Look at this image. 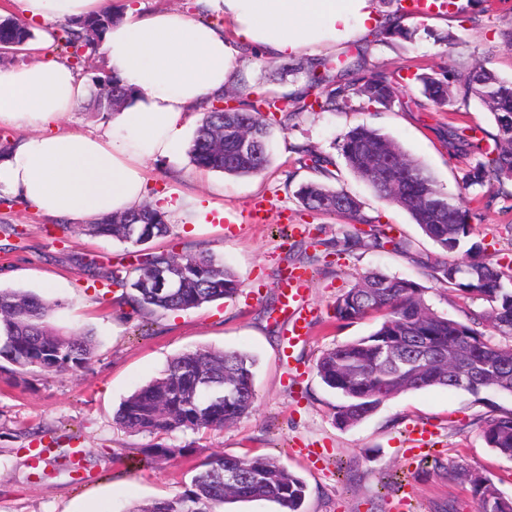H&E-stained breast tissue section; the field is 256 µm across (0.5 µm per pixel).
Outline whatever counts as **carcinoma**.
Listing matches in <instances>:
<instances>
[{
  "mask_svg": "<svg viewBox=\"0 0 512 512\" xmlns=\"http://www.w3.org/2000/svg\"><path fill=\"white\" fill-rule=\"evenodd\" d=\"M120 14L102 12L58 25L57 40L82 65L95 59L104 35ZM417 30L402 24L399 11L385 15L376 37L379 40L411 39ZM37 39L33 29L15 17L0 16V46L15 53L0 55L16 61ZM369 41L362 39L340 55L308 58L303 64V87L287 102L268 94L250 102L233 88L207 100L208 111L188 147L190 162L199 169L229 176L262 173L270 162L271 127L286 129L302 112H341L353 99L368 105L389 106L398 82L382 70L368 71ZM411 80L436 107L459 104L465 108L477 101L489 112L496 126L493 145L470 170L469 183L502 184L512 181V78L505 79L481 61L452 62ZM96 88L93 110L107 114L125 104L133 89L102 70L92 77ZM121 100L112 102V91ZM254 142L251 153L241 154L230 132ZM448 154L467 155L479 144L448 123ZM339 149L351 172L368 183L383 202L407 212L423 234L445 254L433 268L432 278L454 288L465 298L489 304L483 318L498 335L512 339V276L484 258L481 246L465 247L473 226L482 221L481 199L463 204L439 183L423 164L409 157L403 147L381 130L358 125L344 134ZM304 164L319 173L329 172L332 158L301 147ZM296 196L308 211L343 216L359 224L369 220L362 202L342 187L311 180L298 186ZM140 223L129 224V213L112 215L82 226L94 237L110 238L139 248L169 235L166 215L149 203L133 208ZM465 258H458L460 252ZM171 269L177 287L160 289L153 284L157 271ZM106 281L130 290V301L139 311L163 315L199 308L220 299H233L241 291L237 276L212 257L200 254L176 256L170 252L144 254L135 266L110 270ZM419 283L371 272L336 297V319L349 321L367 316L380 318L378 328L356 341L324 351L315 363L323 384L341 398L334 415L338 426L351 427L376 412L387 400L408 391L458 388L448 383V368L462 378L472 364L487 362L495 367L483 385L462 390L478 395L494 391L512 395V344L502 346L485 339L473 324L450 319L433 310ZM54 305L37 294L0 288V371L18 375L63 374L86 365L93 355L94 339L75 335L52 324ZM255 360L235 350L196 349L173 358L162 373L133 392L117 412L118 424L131 433L161 439L187 430L205 434L235 423L255 404ZM486 445L512 459V411L491 420L483 429ZM83 449L60 453L59 469L78 472L71 458H82ZM241 477L233 487L224 485V471ZM195 474L184 491L132 512H218L226 503L268 500L283 512H301L304 481L279 459L266 455L227 456L208 454L193 467ZM448 476L470 485L475 512H512V498L502 496L485 477L465 470H450Z\"/></svg>",
  "mask_w": 512,
  "mask_h": 512,
  "instance_id": "cac0c4a2",
  "label": "carcinoma"
}]
</instances>
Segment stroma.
<instances>
[{
  "mask_svg": "<svg viewBox=\"0 0 512 512\" xmlns=\"http://www.w3.org/2000/svg\"><path fill=\"white\" fill-rule=\"evenodd\" d=\"M402 0L409 13L403 25L412 40L373 43L369 63L400 75L398 98L390 107H363L353 101L343 112H306L288 130H275L266 171L229 177L196 169L187 152L147 165V201L179 202L169 213L170 237L149 243L152 251L205 253L224 263L242 283L241 293L198 308L161 317L133 309L125 289L100 296L87 289V262L98 274L130 261L126 245L62 230L57 219L0 191V288L35 292L56 303L53 322L74 333L92 331L95 350L81 369L43 374L15 383L0 374V512H129L136 505L171 497L189 486L196 453L187 449L193 436L176 434L180 455H141L150 437L130 433L115 422L119 406L138 387L159 376L175 356L195 349L240 350L256 360L254 410L236 424L211 432L207 452L271 455L306 484L303 512H474L467 484L449 480L448 467L459 464L489 479L512 498V459L489 448L482 437L488 421L512 410V395L432 388L402 393L350 428L338 427L334 413L341 399L317 376L314 365L323 351L368 336L378 324L369 316L351 321L334 317L339 294L364 274L381 271L407 278L426 289L438 313L471 322L487 304L467 299L436 283L431 271L443 251L421 232L409 215L378 199L357 179L337 150L342 135L368 125L396 139L453 193L483 195L487 207L472 239L500 270L512 274V182L503 186H468L477 156L453 158L444 138L450 114L427 101L410 76L445 65L448 60L486 62L501 76L512 77V48L498 32L512 27V0H427L425 11ZM451 34L452 44L437 42ZM303 56L261 62L256 48H241L239 71L249 87L280 97L303 83ZM328 154L335 186L363 203L365 223L353 224L305 210L295 196L300 183L317 179L299 163L298 147ZM208 206V224H190L182 208L192 201ZM299 224L305 235L288 236ZM391 226L397 246L359 245L337 252L346 236ZM320 243L308 244L309 231ZM291 265L312 274L308 303L310 332L290 357H282L284 327L266 313L277 304L280 271ZM435 433L433 446L411 451L413 428ZM75 445L88 454L86 478L31 475L27 449L42 442ZM321 453L320 462L306 457Z\"/></svg>",
  "mask_w": 512,
  "mask_h": 512,
  "instance_id": "obj_1",
  "label": "stroma"
}]
</instances>
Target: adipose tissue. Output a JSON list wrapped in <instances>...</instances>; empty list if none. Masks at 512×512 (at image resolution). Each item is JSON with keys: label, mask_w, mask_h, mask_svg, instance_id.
<instances>
[{"label": "adipose tissue", "mask_w": 512, "mask_h": 512, "mask_svg": "<svg viewBox=\"0 0 512 512\" xmlns=\"http://www.w3.org/2000/svg\"><path fill=\"white\" fill-rule=\"evenodd\" d=\"M29 25L50 24L112 8L113 0H13ZM233 35L177 9L127 6L107 31L99 56L107 71L136 90L97 133L65 131L89 87L50 56L0 71V123L33 132L0 160V189L72 222L123 213L146 196V162L183 144L185 120L239 78L238 47L267 59L312 55L358 40L375 27V0H205Z\"/></svg>", "instance_id": "obj_1"}]
</instances>
